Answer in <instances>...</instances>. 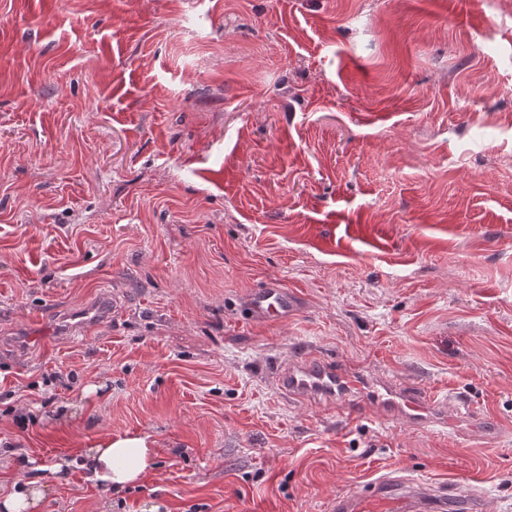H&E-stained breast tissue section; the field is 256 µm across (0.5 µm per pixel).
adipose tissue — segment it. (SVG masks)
I'll use <instances>...</instances> for the list:
<instances>
[{
    "label": "adipose tissue",
    "mask_w": 512,
    "mask_h": 512,
    "mask_svg": "<svg viewBox=\"0 0 512 512\" xmlns=\"http://www.w3.org/2000/svg\"><path fill=\"white\" fill-rule=\"evenodd\" d=\"M81 466L104 492L121 493L154 469L152 442L146 435L105 436L97 447L84 451ZM56 472L51 466L39 479L13 484L0 495V512H37Z\"/></svg>",
    "instance_id": "1"
}]
</instances>
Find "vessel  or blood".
Returning a JSON list of instances; mask_svg holds the SVG:
<instances>
[{"mask_svg":"<svg viewBox=\"0 0 512 512\" xmlns=\"http://www.w3.org/2000/svg\"><path fill=\"white\" fill-rule=\"evenodd\" d=\"M293 307V293L270 282L253 293L249 311L251 317L275 321L286 318ZM277 384L287 397L309 402L345 397L358 387L345 367L319 360L284 366L277 374ZM362 390L374 407L415 421L426 419L437 406L435 396L409 391L388 376ZM327 512H448V493L437 486L383 474L369 482L364 492L332 498Z\"/></svg>","mask_w":512,"mask_h":512,"instance_id":"obj_1","label":"vessel or blood"}]
</instances>
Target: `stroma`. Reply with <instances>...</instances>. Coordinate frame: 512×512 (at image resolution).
<instances>
[{
	"instance_id": "stroma-1",
	"label": "stroma",
	"mask_w": 512,
	"mask_h": 512,
	"mask_svg": "<svg viewBox=\"0 0 512 512\" xmlns=\"http://www.w3.org/2000/svg\"><path fill=\"white\" fill-rule=\"evenodd\" d=\"M307 358L445 405L289 400ZM108 434L152 474L40 512H512V0H0V492ZM295 295L277 282L266 283L252 294L249 304L251 317L275 321L288 317L293 310ZM448 492L439 486L382 474L358 494L332 498L327 512H447Z\"/></svg>"
}]
</instances>
